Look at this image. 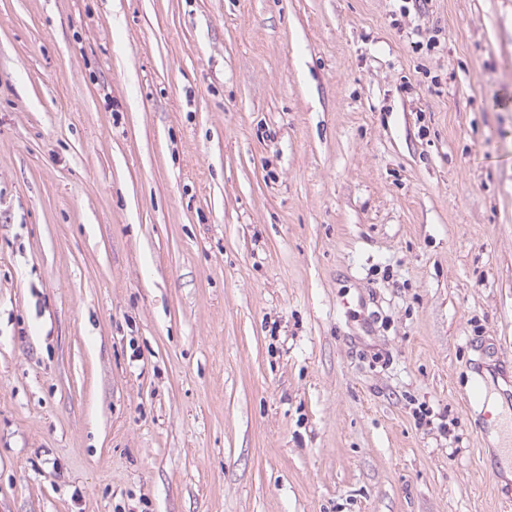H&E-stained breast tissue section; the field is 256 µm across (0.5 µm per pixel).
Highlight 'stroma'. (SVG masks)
Masks as SVG:
<instances>
[{"label": "stroma", "mask_w": 512, "mask_h": 512, "mask_svg": "<svg viewBox=\"0 0 512 512\" xmlns=\"http://www.w3.org/2000/svg\"><path fill=\"white\" fill-rule=\"evenodd\" d=\"M481 348L512 0H0V512H512Z\"/></svg>", "instance_id": "stroma-1"}]
</instances>
